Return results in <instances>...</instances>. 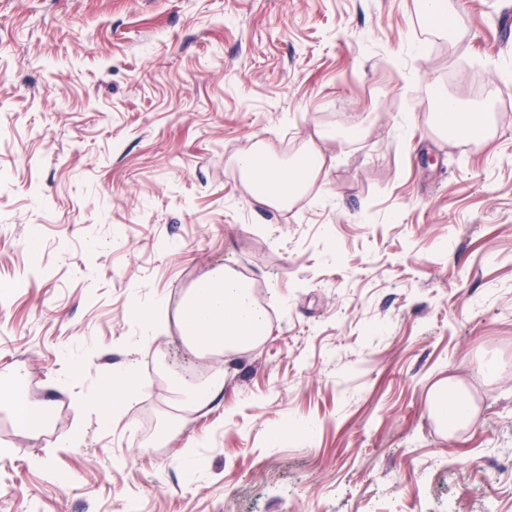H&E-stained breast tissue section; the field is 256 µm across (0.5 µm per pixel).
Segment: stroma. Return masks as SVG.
Returning a JSON list of instances; mask_svg holds the SVG:
<instances>
[{"mask_svg":"<svg viewBox=\"0 0 512 512\" xmlns=\"http://www.w3.org/2000/svg\"><path fill=\"white\" fill-rule=\"evenodd\" d=\"M453 6L442 36L419 0H0V398L33 416L0 409V512H512V0ZM434 82L487 140L435 133ZM312 146L255 204L237 158ZM217 267L270 332L188 417L178 311ZM116 369L108 425L79 401ZM326 160L315 147L307 149L292 160L265 162L252 152L240 156L236 166L243 179L253 188L254 200L259 206L280 208L301 196L308 184L322 172ZM136 387L131 376L123 370L110 372L98 386L88 394V402L104 410L106 424H112V418H119L129 397L134 396ZM433 406L437 417L448 427H454L461 421L468 419L470 414V401L462 389L448 380V384L435 388ZM450 412L447 413V409Z\"/></svg>","mask_w":512,"mask_h":512,"instance_id":"35a3bbf8","label":"stroma"}]
</instances>
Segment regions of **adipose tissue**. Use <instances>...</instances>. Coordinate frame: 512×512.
<instances>
[{
    "mask_svg": "<svg viewBox=\"0 0 512 512\" xmlns=\"http://www.w3.org/2000/svg\"><path fill=\"white\" fill-rule=\"evenodd\" d=\"M438 103L435 119L441 131L472 132L485 125V115L479 108H462L444 96ZM325 163L324 155L313 147L289 161L266 162L255 152L236 160L243 179L256 186V204L272 208L287 206L301 196ZM181 324L185 345L196 353L244 349L266 335L268 329L266 312L249 285L220 268L206 272L189 289L182 304ZM135 393L130 375L116 370L89 392L88 401L102 408L109 421L122 415L127 399ZM433 406L437 417L451 427L467 420L470 414L468 397L453 383L435 388Z\"/></svg>",
    "mask_w": 512,
    "mask_h": 512,
    "instance_id": "ef3b65f1",
    "label": "adipose tissue"
}]
</instances>
